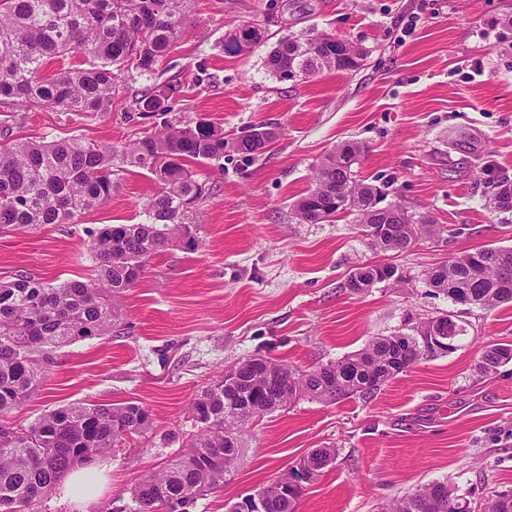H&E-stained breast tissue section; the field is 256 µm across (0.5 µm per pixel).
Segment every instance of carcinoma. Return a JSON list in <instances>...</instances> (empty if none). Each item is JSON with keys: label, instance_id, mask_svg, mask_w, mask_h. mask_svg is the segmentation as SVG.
Here are the masks:
<instances>
[{"label": "carcinoma", "instance_id": "cac0c4a2", "mask_svg": "<svg viewBox=\"0 0 512 512\" xmlns=\"http://www.w3.org/2000/svg\"><path fill=\"white\" fill-rule=\"evenodd\" d=\"M188 0H0V99L19 109L52 108L62 112H110L118 80L135 70L151 73L184 31ZM313 32L304 39H282L267 54L265 66L282 80L288 68L307 80L338 66L333 46ZM265 29L243 22L228 30L224 49L248 56L265 43ZM80 55L88 67L63 68L51 77L45 66L56 58ZM178 91L167 83L132 97L145 118L165 113V101ZM281 129L260 123L231 141L224 128L203 118L165 121L142 137L117 147L69 138L50 143L20 141L0 145V230L42 224H72L81 214L105 204L116 187L112 176L126 167L147 171L158 185L143 205L145 220L87 230L97 260L96 278L46 283L20 275L0 282V415L17 409L39 389L55 364L58 349L77 340L103 338L121 319L120 294L134 287L151 261L171 249L196 251L204 228L197 203L209 193L191 165L219 160L231 150L245 157L263 153L255 137ZM364 146L352 141L328 154L315 171V187L293 204L298 224H319L336 216L331 195L341 193L347 213L360 225L380 201L379 190L354 177L352 167ZM493 208L512 212L504 198L512 179L493 175ZM377 236L367 246L378 253H399L420 239H435L444 226L428 215L413 217L408 231L385 215L376 218ZM429 284L458 302L472 294L475 306L491 310L512 303V246L466 252L437 267ZM425 322L362 348L302 370L284 360L251 356L230 368L236 380L208 383L189 406L196 431L183 440L168 467L145 473L130 490L140 512H189L198 496L224 485L246 448L252 424L301 399L335 404L350 398L367 401L384 385L418 362L441 352L423 334ZM512 361V344L486 345L477 364L488 376ZM145 406L69 403L59 405L26 428L0 424V512H34V506L80 465L116 451L134 435L152 429ZM335 458L317 448L257 494L266 496L265 512H297L308 486ZM291 492L275 493V486ZM468 499L440 482L419 486L393 500L388 512H471Z\"/></svg>", "mask_w": 512, "mask_h": 512}]
</instances>
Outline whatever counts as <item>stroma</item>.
Returning <instances> with one entry per match:
<instances>
[{
    "label": "stroma",
    "mask_w": 512,
    "mask_h": 512,
    "mask_svg": "<svg viewBox=\"0 0 512 512\" xmlns=\"http://www.w3.org/2000/svg\"><path fill=\"white\" fill-rule=\"evenodd\" d=\"M244 20L270 41L228 55L224 34ZM309 30L352 41L363 66L277 81L264 66L270 42ZM166 82L179 87L170 117H205L229 139L264 122L282 135L255 159L231 152L197 164L211 187L198 204L203 247L158 256L120 296L123 319L111 335L58 350L37 395L0 420L27 426L72 402L149 408L152 430L103 457L107 484L90 509L134 512L131 488L172 463L193 431L191 400L240 359L308 369L453 309L468 330L454 353L417 363L370 402L304 399L263 417L223 487L198 496L192 512H225L316 448L336 458L298 512H386L433 481L483 512L492 495L512 491V362L487 377L477 370L484 345L512 344V303L456 307L427 280L450 257L512 245V218L491 211L483 174L489 166L512 175V0H192L176 47L155 73L126 74L111 111L23 110L0 142L123 145L158 123L131 112L133 93ZM350 140L364 144L354 169L382 189L383 205L433 216L446 233L381 257L354 215L294 223L291 203L324 156ZM155 191L150 174L126 172L105 204L73 223L0 231V281L94 278L87 229L140 222ZM381 258L399 280L350 293V273Z\"/></svg>",
    "instance_id": "35a3bbf8"
}]
</instances>
